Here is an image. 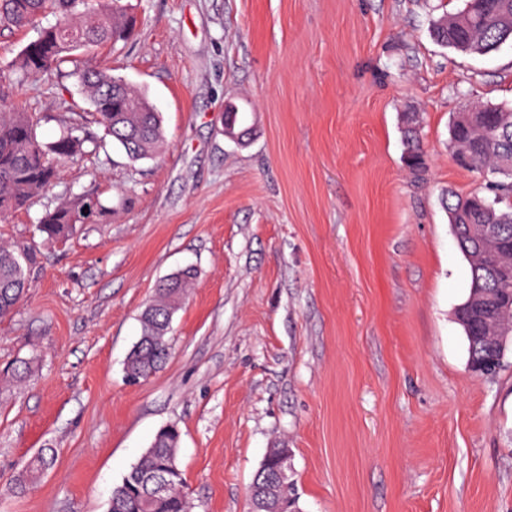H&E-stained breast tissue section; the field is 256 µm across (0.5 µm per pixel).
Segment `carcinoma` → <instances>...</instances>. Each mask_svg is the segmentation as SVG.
I'll return each instance as SVG.
<instances>
[{
  "label": "carcinoma",
  "mask_w": 512,
  "mask_h": 512,
  "mask_svg": "<svg viewBox=\"0 0 512 512\" xmlns=\"http://www.w3.org/2000/svg\"><path fill=\"white\" fill-rule=\"evenodd\" d=\"M47 13L59 17L56 25L41 28L20 52L12 69L22 81H39L61 64L75 61L84 52H112L127 41L134 19L118 7L117 0H0V25L17 30L38 26ZM431 35L443 46L461 54L487 56L512 42V0H463L456 13L432 21ZM85 99L93 108L94 123L112 137L132 161L150 159L163 143L161 119L144 91L117 83L112 69L76 68ZM453 155L470 157L468 170L484 178V193L447 194L443 201L451 233L468 263L469 294L455 316L468 341L469 366L496 354L497 363L485 374L502 367L505 351L499 343L512 336V314L491 308L477 311L481 293H512V283H503L498 267L512 266V107L502 104H469L453 114L449 123ZM99 148L82 126L62 122L50 141L37 134V121L28 112L0 106V217L24 208L57 179L56 163L84 153V144ZM403 146L406 166L416 180L427 171L420 144L417 114L405 116ZM107 211L99 195L91 192L67 199L48 212L39 231L48 239L71 233L79 224H98ZM495 225L500 241L494 263L487 258L483 225ZM35 250L16 251L0 244V316L11 312L24 293L27 269ZM194 271L186 268L161 281L141 314L142 334L129 353L126 370L133 380L144 379L160 369L171 355L168 337L172 316ZM178 429L161 428L152 442L112 489L108 512H190L177 460ZM54 451L44 448L30 464V472L53 467ZM277 482L272 457L264 458L251 487L257 497L250 508L273 507V498L260 503L262 490Z\"/></svg>",
  "instance_id": "cac0c4a2"
}]
</instances>
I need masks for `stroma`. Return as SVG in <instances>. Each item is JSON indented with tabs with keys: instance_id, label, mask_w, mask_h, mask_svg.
<instances>
[{
	"instance_id": "1",
	"label": "stroma",
	"mask_w": 512,
	"mask_h": 512,
	"mask_svg": "<svg viewBox=\"0 0 512 512\" xmlns=\"http://www.w3.org/2000/svg\"><path fill=\"white\" fill-rule=\"evenodd\" d=\"M121 3L134 33L94 61L145 90L165 145L132 162L104 140L0 220V242L38 251L0 317V512H108L172 423L191 512H249L272 448L290 451L302 512H512V348L495 375L467 366L469 268L442 205L482 185L453 161L449 120L512 104V46L438 45L430 15L462 0ZM37 29L0 27V98L49 140L91 107L72 64L12 74ZM230 101L246 144L224 134ZM407 112L423 117L420 181ZM89 191L103 220L44 242L45 211ZM187 266L171 356L130 381L140 313ZM44 448L56 464L31 476ZM402 142L406 166L411 175L416 180L423 179L427 164L420 144V120L416 113L405 116Z\"/></svg>"
}]
</instances>
